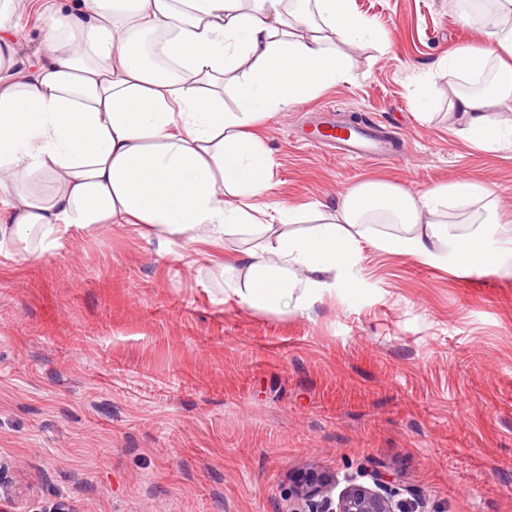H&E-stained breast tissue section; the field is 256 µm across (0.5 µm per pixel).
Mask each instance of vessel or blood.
<instances>
[{
	"label": "vessel or blood",
	"mask_w": 512,
	"mask_h": 512,
	"mask_svg": "<svg viewBox=\"0 0 512 512\" xmlns=\"http://www.w3.org/2000/svg\"><path fill=\"white\" fill-rule=\"evenodd\" d=\"M301 142L317 148L336 145L344 149L346 156L353 160H388L392 157L391 151L377 139L371 127L358 126L351 131H343L335 116V109L331 106L324 108L310 136L302 137Z\"/></svg>",
	"instance_id": "1"
}]
</instances>
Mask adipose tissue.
<instances>
[{"mask_svg":"<svg viewBox=\"0 0 512 512\" xmlns=\"http://www.w3.org/2000/svg\"><path fill=\"white\" fill-rule=\"evenodd\" d=\"M21 0H0V249H56L69 228L128 224L224 248L241 235L220 275L248 308L301 311L337 288H356L348 272L365 246L462 274H512V226L494 206L495 186L455 180L422 193L384 181L345 190L317 211L264 202L271 159L252 134L271 113L349 78L336 40L357 45L369 23L351 0H315L321 35L284 0H71L44 18L37 65L19 68V42L3 24ZM483 41L443 62L458 80L494 67L493 89L448 87V115L488 151L512 147V125L492 113L512 107V0L460 12ZM167 34L175 72L147 62L138 34ZM236 74L240 109L220 89ZM482 205L483 225L454 232L449 211ZM375 224L393 230L372 234Z\"/></svg>","mask_w":512,"mask_h":512,"instance_id":"obj_1","label":"adipose tissue"}]
</instances>
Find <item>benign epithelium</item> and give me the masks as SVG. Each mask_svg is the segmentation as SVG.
<instances>
[{"label":"benign epithelium","instance_id":"1","mask_svg":"<svg viewBox=\"0 0 512 512\" xmlns=\"http://www.w3.org/2000/svg\"><path fill=\"white\" fill-rule=\"evenodd\" d=\"M5 465L0 463V512H10L18 497L12 485L5 481ZM373 486L346 478L347 485L339 495H333L336 481L331 477L308 476L296 493L289 512H418L419 500L415 495L399 497L392 488L391 475L376 471Z\"/></svg>","mask_w":512,"mask_h":512}]
</instances>
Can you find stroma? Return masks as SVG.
I'll use <instances>...</instances> for the list:
<instances>
[{
    "mask_svg": "<svg viewBox=\"0 0 512 512\" xmlns=\"http://www.w3.org/2000/svg\"><path fill=\"white\" fill-rule=\"evenodd\" d=\"M8 18L34 63L44 17ZM373 34L345 47L353 79L258 125L267 200L311 217L366 179L415 191L458 178L498 186L512 220V149H482L445 116L440 62L479 43L454 0H352ZM433 74L429 118L412 79ZM325 105L391 139L361 162L300 145ZM224 253L122 224L65 234L38 260L0 252V462L23 512H288L315 471L392 475L423 512H512V276L460 274L366 248L305 311L225 294Z\"/></svg>",
    "mask_w": 512,
    "mask_h": 512,
    "instance_id": "35a3bbf8",
    "label": "stroma"
}]
</instances>
